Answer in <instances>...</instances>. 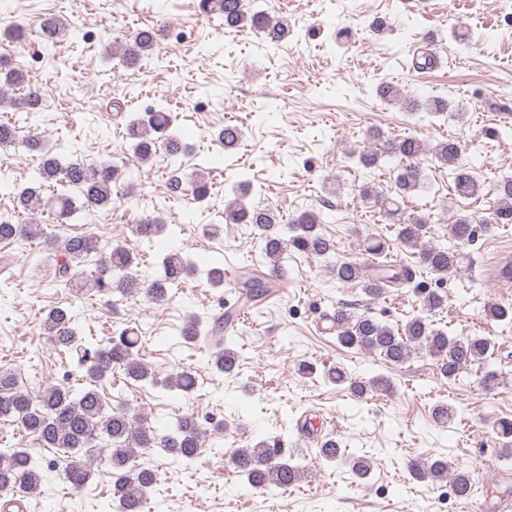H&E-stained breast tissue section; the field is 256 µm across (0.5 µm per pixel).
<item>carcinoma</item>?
Returning <instances> with one entry per match:
<instances>
[{
	"instance_id": "1",
	"label": "carcinoma",
	"mask_w": 512,
	"mask_h": 512,
	"mask_svg": "<svg viewBox=\"0 0 512 512\" xmlns=\"http://www.w3.org/2000/svg\"><path fill=\"white\" fill-rule=\"evenodd\" d=\"M255 0H199L200 13L207 19L213 17L224 22V29L238 31L249 28L260 34L263 40L277 45L287 33L286 24L267 9L254 6ZM63 22L55 17H44L38 24V35L45 44H54L61 35ZM164 29L145 27L133 31L120 45L122 61L136 65L145 55L156 49L163 38ZM19 88L23 96L13 104L28 112L41 110L43 98L40 91L27 84L21 68H8L0 81V103L6 100V90ZM415 106L427 112L442 114L450 103L440 97L429 98ZM173 116L159 106L141 116L129 119L126 133L132 143L134 158L145 163L159 153L175 157L182 151L180 139L173 131ZM241 130L227 124L217 133V140L224 149L235 148L240 141ZM368 139L379 148L362 150L359 161L365 167L379 162L383 157L396 158L399 172L389 193L382 194L370 187L362 189L364 198L374 201L389 219L397 220L400 228L397 241L405 247L418 250L420 263L438 282L448 280L460 270L463 261L462 248L475 236L476 228L487 231L495 224L512 223V178L505 177L496 185V202L488 215L474 218L460 214L448 225L451 246L422 243L431 216L412 212L399 217L397 198L408 196L417 190L423 180L421 161L428 154L448 167L454 192L462 198H472L481 192V184L470 168L460 163V141L448 139L434 147L414 136L389 138L380 130H372ZM23 144L39 156V164L31 181L13 193L12 213L0 214V241L7 243L42 245L50 252L52 265L49 276L52 282L68 289H81L92 285L107 296L127 298L136 294L156 303L167 301V285L196 271L194 261L179 251L164 255L159 274L151 280H140L131 273L136 257L129 248L117 245L109 255L99 258L91 270L83 267L91 255L98 252L99 241L92 232L49 234L47 225L34 218L38 212L52 216L53 223L61 227L79 212L88 214L107 208L112 203V185L117 183L124 170L108 161L91 167L78 157L62 158L52 154L36 135L20 137L19 130L9 124H0V146ZM251 181L242 180L232 188L233 198L224 206L227 224H250L263 243L266 270L249 268L244 273L240 296L243 309L250 311L270 294L275 279L282 272L281 255L285 242L276 224L270 206L249 201ZM319 216L304 211L291 220L288 230L291 242L300 251L325 256L335 251V244L318 228ZM164 230V224L151 216L139 219L131 225L132 234L149 244ZM392 244L381 237L364 240L365 257L343 260L331 269L336 281L357 285L371 301L389 294L393 285L413 283L415 270L405 267L400 272L389 273ZM487 318L512 325V304L492 303L485 308ZM338 344L346 349L367 351L380 356L395 366L408 362L412 355L423 350L433 357L440 373L448 380L457 377L473 366L482 369L478 384L485 391L498 385L497 374L487 369L495 349V341L488 336H448L443 328H436L424 315H416L396 327L382 323L371 311L362 313L342 305L333 315ZM75 316L70 308H51L43 323L52 346L69 355L71 363L68 375L82 374L85 385L76 390L69 384L49 383L40 394L34 396L22 389L15 374L0 368V423L17 426L33 438L41 448H53L59 453L56 462L43 464L26 448L0 449V493H10L20 488L29 494L39 491L45 470L59 469L63 478L75 491L82 490L91 477L92 459L87 452L92 448L102 453L108 472L112 475V497L99 502L93 512H141L148 492L157 484V471L148 464H133L135 453L161 448L171 456L172 463L182 469L195 467L199 448L209 434V427L200 422L195 414L185 413L174 421L153 426L146 419L131 416L128 410L108 405L99 391L100 385L118 369L126 378L145 382L155 388L181 395H191L203 389L193 370L186 369L168 380L155 377L151 367L138 357L140 336L132 328H126L104 341H85L77 336ZM180 336L191 345L213 347L211 365L219 372L233 375L238 362L236 330L215 317L204 321L196 315L185 320ZM324 379L336 385H347L355 398L373 392H393L391 381L384 376L368 380L355 379L336 367L324 374ZM434 421L444 426L454 419L455 409L444 403L432 409ZM493 430L502 440V452L512 456V419L499 418ZM319 456L327 462L350 468L356 478L366 477L371 466L364 458H351L341 443L327 438L318 448ZM234 470L245 478L254 489H281L299 481L305 466L293 457H284L279 451V440H259L234 449L230 457ZM418 479L432 484L449 481L458 498H468L474 492L471 473L462 466L453 468L445 458L433 460L415 459L409 465Z\"/></svg>"
}]
</instances>
